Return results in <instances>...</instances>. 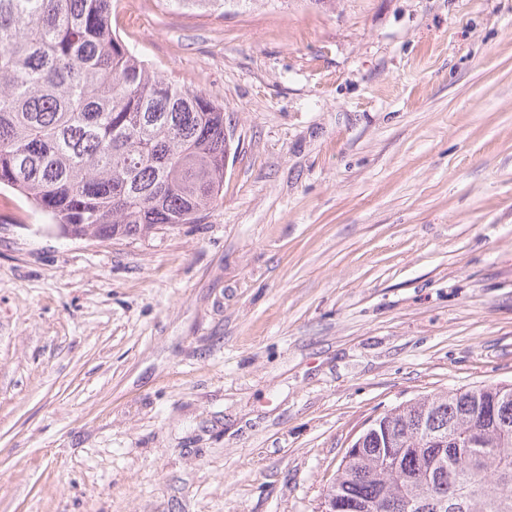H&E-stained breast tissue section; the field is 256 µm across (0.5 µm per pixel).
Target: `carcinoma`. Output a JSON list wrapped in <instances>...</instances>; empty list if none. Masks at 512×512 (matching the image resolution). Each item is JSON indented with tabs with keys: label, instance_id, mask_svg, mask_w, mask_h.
Instances as JSON below:
<instances>
[{
	"label": "carcinoma",
	"instance_id": "obj_1",
	"mask_svg": "<svg viewBox=\"0 0 512 512\" xmlns=\"http://www.w3.org/2000/svg\"><path fill=\"white\" fill-rule=\"evenodd\" d=\"M224 16L243 0H159ZM112 0H0V188L65 237L196 224L224 191V107L155 73L112 30ZM497 386L422 396L380 415L327 492L339 512H512V399ZM434 423L444 448L421 447ZM478 427L480 442L466 443Z\"/></svg>",
	"mask_w": 512,
	"mask_h": 512
}]
</instances>
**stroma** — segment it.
Segmentation results:
<instances>
[{
  "mask_svg": "<svg viewBox=\"0 0 512 512\" xmlns=\"http://www.w3.org/2000/svg\"><path fill=\"white\" fill-rule=\"evenodd\" d=\"M224 196L65 238L0 189V512H319L349 441L512 383V0H117ZM247 1L250 0H159L166 9L199 11L209 15H217V17H224V12L228 7H234Z\"/></svg>",
  "mask_w": 512,
  "mask_h": 512,
  "instance_id": "stroma-1",
  "label": "stroma"
}]
</instances>
